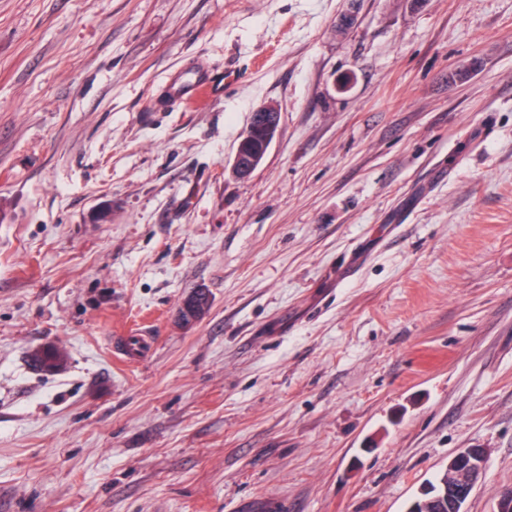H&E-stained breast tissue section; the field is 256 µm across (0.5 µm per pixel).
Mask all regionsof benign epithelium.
<instances>
[{
    "mask_svg": "<svg viewBox=\"0 0 512 512\" xmlns=\"http://www.w3.org/2000/svg\"><path fill=\"white\" fill-rule=\"evenodd\" d=\"M485 450L463 448L454 454L433 484L424 486L406 512L431 504L442 512H466L465 505L482 479Z\"/></svg>",
    "mask_w": 512,
    "mask_h": 512,
    "instance_id": "1",
    "label": "benign epithelium"
}]
</instances>
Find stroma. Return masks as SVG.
Masks as SVG:
<instances>
[{"label":"stroma","instance_id":"stroma-1","mask_svg":"<svg viewBox=\"0 0 512 512\" xmlns=\"http://www.w3.org/2000/svg\"><path fill=\"white\" fill-rule=\"evenodd\" d=\"M462 448L495 512L512 0H0V512H406ZM279 123L270 128L264 123H253L249 130L241 136L239 141V150L250 157L256 158L255 164L252 159L243 157L237 150L234 155L232 168L238 170L240 174L247 177L262 162L266 151L272 142ZM185 305L187 310L182 309L181 318L185 323H191V320L200 317L208 308L209 295L207 291L199 288L186 300ZM32 362L40 370L52 372L65 362V354L59 349H36L31 354Z\"/></svg>","mask_w":512,"mask_h":512}]
</instances>
